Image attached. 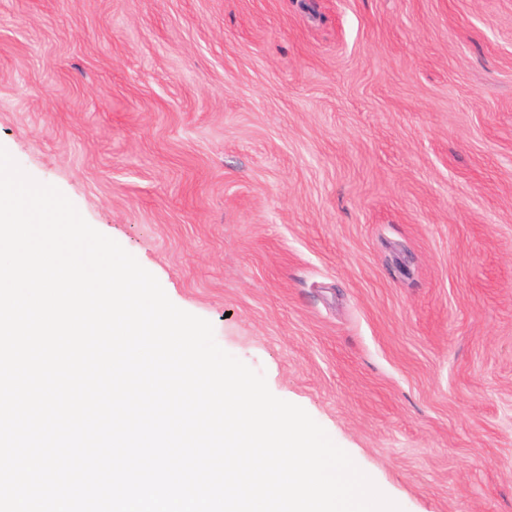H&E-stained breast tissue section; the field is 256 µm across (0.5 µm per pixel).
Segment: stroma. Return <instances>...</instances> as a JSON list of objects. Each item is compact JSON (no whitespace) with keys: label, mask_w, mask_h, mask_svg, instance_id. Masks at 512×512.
<instances>
[{"label":"stroma","mask_w":512,"mask_h":512,"mask_svg":"<svg viewBox=\"0 0 512 512\" xmlns=\"http://www.w3.org/2000/svg\"><path fill=\"white\" fill-rule=\"evenodd\" d=\"M0 145L402 512H512V0H0Z\"/></svg>","instance_id":"35a3bbf8"}]
</instances>
